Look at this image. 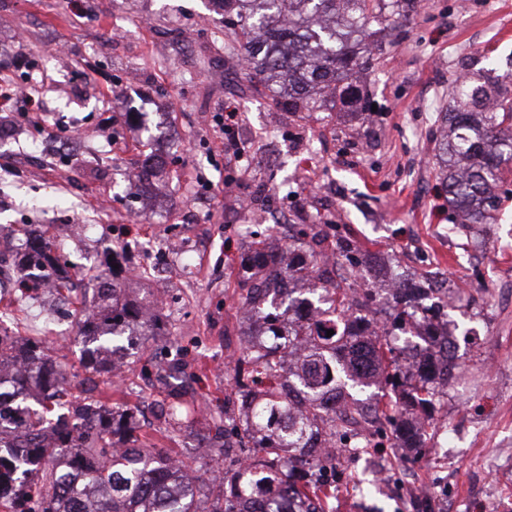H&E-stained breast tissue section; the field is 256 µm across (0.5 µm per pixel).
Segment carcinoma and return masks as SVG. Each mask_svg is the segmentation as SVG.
Segmentation results:
<instances>
[{"instance_id": "1", "label": "carcinoma", "mask_w": 512, "mask_h": 512, "mask_svg": "<svg viewBox=\"0 0 512 512\" xmlns=\"http://www.w3.org/2000/svg\"><path fill=\"white\" fill-rule=\"evenodd\" d=\"M416 6L417 0H224V27L255 90L272 93L274 104L286 95L292 113L363 112L356 83L372 68V46ZM453 94L456 105L439 116L445 135L435 150L448 214L474 235L489 223L496 204L491 190L512 162V76L491 67L482 81L465 79ZM335 228L309 224L283 248L264 237L251 242L258 269L241 303L259 330L244 342L248 383L235 391L246 411L239 420L228 408L210 415L214 461L236 448L246 457L219 482L197 476L193 459L155 449L137 434L132 412L117 414L92 396L72 397L50 342L29 341L20 350L14 337L0 336V512H83L89 497L96 512H334L330 500L346 481L341 454L305 460L319 424H330L335 448L368 454L377 448L368 434L384 424L399 447L418 453L428 447L435 375L442 371L450 379L457 365L440 364L450 347L446 332L422 357L411 355L410 327L426 312L438 316L449 289L408 278L394 298L400 311L382 334L363 339L349 329L347 316L370 297L360 267L376 253L336 245L330 241ZM31 251L37 266L54 269L56 287H66L55 240L35 229ZM335 251L343 256L340 272L320 269V259ZM311 274L319 280L310 292H320L323 318L292 320L297 301L283 282ZM92 278L112 302L79 320L82 361L89 372L110 378L123 339L156 320L105 272ZM430 297L437 303L423 305ZM296 350L303 360L294 370L288 356ZM381 380L388 391L365 395ZM9 431L25 443L7 441Z\"/></svg>"}]
</instances>
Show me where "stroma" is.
<instances>
[{"label":"stroma","mask_w":512,"mask_h":512,"mask_svg":"<svg viewBox=\"0 0 512 512\" xmlns=\"http://www.w3.org/2000/svg\"><path fill=\"white\" fill-rule=\"evenodd\" d=\"M468 2L463 12L458 0H418L376 57L367 114L284 111L281 136L268 139L272 101L229 53L214 0H84L79 13L69 0H0V88L23 84L31 95L0 107V268L18 272L27 229L90 225L68 256V307L97 294L86 270L115 267L121 283L138 264L119 245L127 230L145 241L196 238L195 251L172 257L193 276L162 287L150 275L130 289L156 309L162 331L124 348L128 383L110 404L153 406L142 433L197 456L204 479L214 475L207 427L188 422L169 440L161 416L176 401L191 413L223 408L224 360L240 347V282L252 272L243 229L284 205L294 223L375 243L366 279L442 271L461 289L447 309L457 369L436 404L432 451L412 462L393 447L386 461L435 486V512H512V172L501 220L465 237L449 231L435 160L437 117L460 74L491 61L512 68V0ZM231 105L238 114L226 130L218 118ZM132 166L152 169L155 204L128 193ZM58 342L64 374L85 392L74 321ZM376 466L348 469L336 512H413L416 491L403 484L361 497Z\"/></svg>","instance_id":"1"}]
</instances>
